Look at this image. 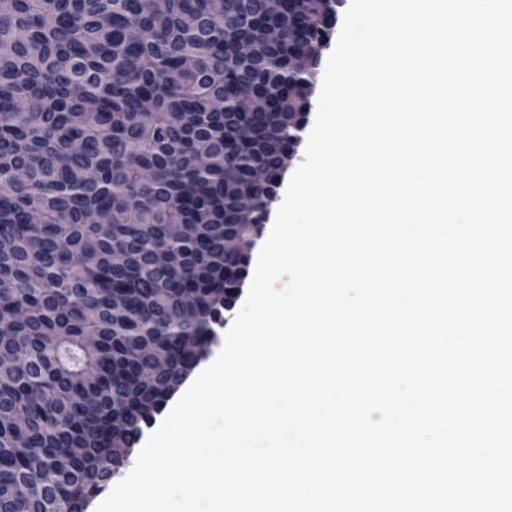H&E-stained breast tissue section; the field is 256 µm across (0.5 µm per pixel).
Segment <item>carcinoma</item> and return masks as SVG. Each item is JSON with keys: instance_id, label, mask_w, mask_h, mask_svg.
<instances>
[{"instance_id": "1", "label": "carcinoma", "mask_w": 512, "mask_h": 512, "mask_svg": "<svg viewBox=\"0 0 512 512\" xmlns=\"http://www.w3.org/2000/svg\"><path fill=\"white\" fill-rule=\"evenodd\" d=\"M342 2L0 0V512H85L216 338Z\"/></svg>"}]
</instances>
